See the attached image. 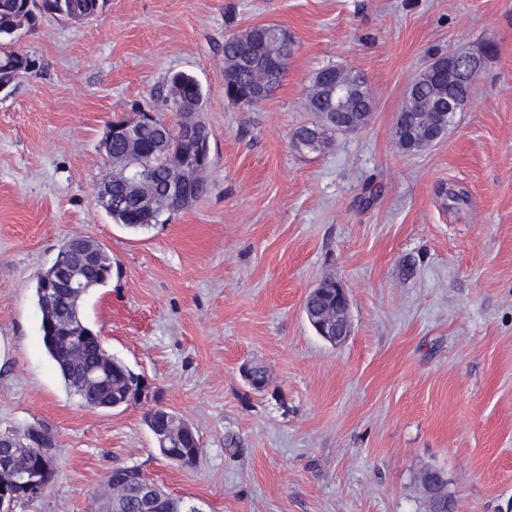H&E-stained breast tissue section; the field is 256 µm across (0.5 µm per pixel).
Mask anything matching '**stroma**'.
I'll use <instances>...</instances> for the list:
<instances>
[{"instance_id": "stroma-1", "label": "stroma", "mask_w": 512, "mask_h": 512, "mask_svg": "<svg viewBox=\"0 0 512 512\" xmlns=\"http://www.w3.org/2000/svg\"><path fill=\"white\" fill-rule=\"evenodd\" d=\"M257 24L297 51L245 106L224 95V42ZM19 37L32 68L0 90V432L48 428L57 472L14 512H89L122 466L201 512H428L431 469L460 512H512V0H105ZM486 40L446 134L402 151L412 78ZM328 66L367 77L373 114L310 153L293 137ZM180 72L205 94L208 193L130 231L96 200L102 140ZM74 235L112 253L83 312L146 387L119 409L82 406L43 345L36 281ZM327 279L350 301L334 345L303 307ZM158 404L195 429L196 465L160 453Z\"/></svg>"}]
</instances>
